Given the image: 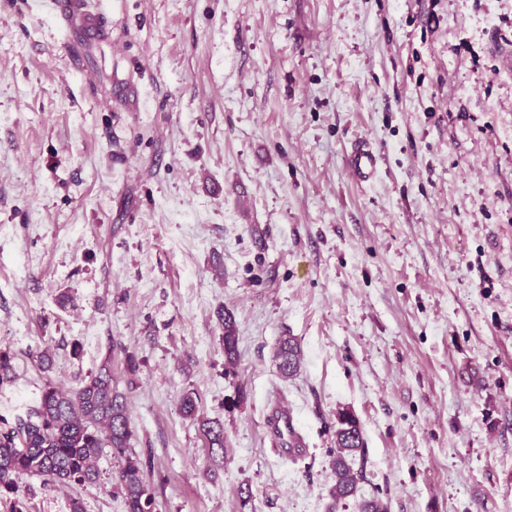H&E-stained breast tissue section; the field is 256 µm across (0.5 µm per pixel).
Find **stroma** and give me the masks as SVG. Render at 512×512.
Wrapping results in <instances>:
<instances>
[{
  "label": "stroma",
  "mask_w": 512,
  "mask_h": 512,
  "mask_svg": "<svg viewBox=\"0 0 512 512\" xmlns=\"http://www.w3.org/2000/svg\"><path fill=\"white\" fill-rule=\"evenodd\" d=\"M96 2L88 39L0 0V418L107 364L155 512H326L346 413L368 481L336 512H512V0ZM114 466L29 512H125ZM218 316L224 329V336H222L224 344V357L229 364H233L237 358L238 344L235 319L230 313H226L225 311L220 313ZM300 347L295 338H283L276 351V359L281 377L287 379L295 376L300 370ZM181 411L186 418L196 421L199 430L202 432L209 444V450L212 460L216 462L224 461L226 453V439L224 437V425L216 419H196L197 404L192 393H186L181 400ZM267 426L269 432L282 445V442L288 444L293 442L298 445L296 429L294 426V417L288 406L277 401L268 417Z\"/></svg>",
  "instance_id": "1"
}]
</instances>
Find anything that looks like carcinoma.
<instances>
[{"label": "carcinoma", "instance_id": "obj_1", "mask_svg": "<svg viewBox=\"0 0 512 512\" xmlns=\"http://www.w3.org/2000/svg\"><path fill=\"white\" fill-rule=\"evenodd\" d=\"M224 329V357L237 358L235 319L219 314ZM281 377L300 370V347L295 338L282 339L276 351ZM183 415L197 421L209 444L211 458L224 461V425L216 419L196 420L197 404L190 393L181 400ZM134 431L126 396L112 384V372L103 366L79 387L64 391L48 383L39 402L10 422L0 419V499L9 501L10 512H28L23 480L40 478L43 483L82 485L100 478L98 461L110 454L116 462L111 485L123 495L126 512H153L154 495L146 481L144 464L132 450ZM365 441L357 420L342 416L336 430V453L332 460L333 484L327 512L357 494L367 481Z\"/></svg>", "mask_w": 512, "mask_h": 512}]
</instances>
